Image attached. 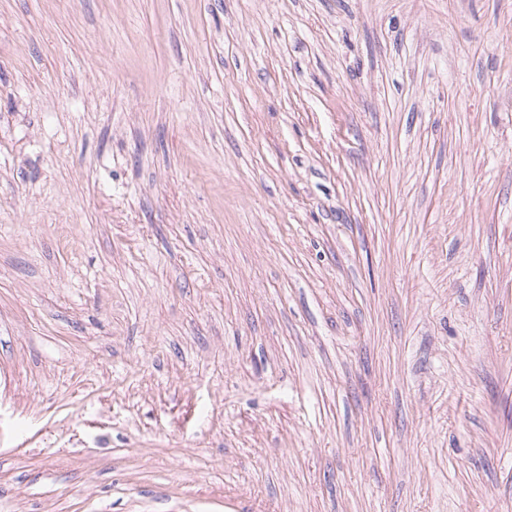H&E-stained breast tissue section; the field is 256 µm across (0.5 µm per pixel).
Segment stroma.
Listing matches in <instances>:
<instances>
[{"label":"stroma","mask_w":512,"mask_h":512,"mask_svg":"<svg viewBox=\"0 0 512 512\" xmlns=\"http://www.w3.org/2000/svg\"><path fill=\"white\" fill-rule=\"evenodd\" d=\"M0 512H512V0H0Z\"/></svg>","instance_id":"35a3bbf8"}]
</instances>
